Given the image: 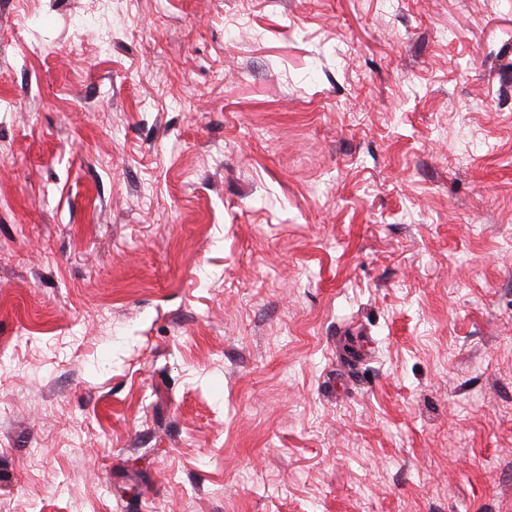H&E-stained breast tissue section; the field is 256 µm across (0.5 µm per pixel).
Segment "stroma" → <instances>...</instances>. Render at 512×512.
<instances>
[{
    "label": "stroma",
    "instance_id": "35a3bbf8",
    "mask_svg": "<svg viewBox=\"0 0 512 512\" xmlns=\"http://www.w3.org/2000/svg\"><path fill=\"white\" fill-rule=\"evenodd\" d=\"M0 512H512V0H0Z\"/></svg>",
    "mask_w": 512,
    "mask_h": 512
}]
</instances>
